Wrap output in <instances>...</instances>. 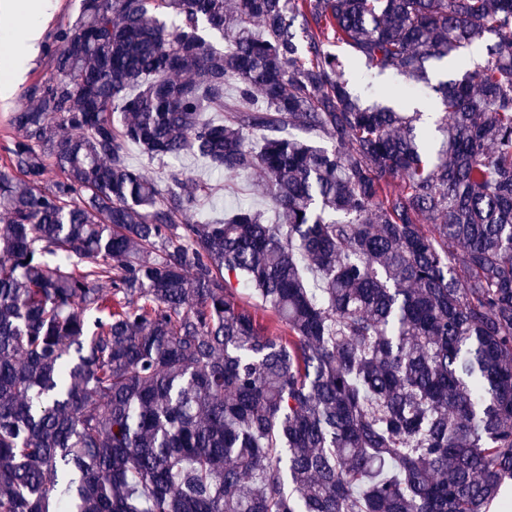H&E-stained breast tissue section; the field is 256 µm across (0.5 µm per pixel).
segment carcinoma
Returning <instances> with one entry per match:
<instances>
[{
    "label": "carcinoma",
    "mask_w": 512,
    "mask_h": 512,
    "mask_svg": "<svg viewBox=\"0 0 512 512\" xmlns=\"http://www.w3.org/2000/svg\"><path fill=\"white\" fill-rule=\"evenodd\" d=\"M53 61L0 170V512H498L512 0H81ZM132 143L259 175L276 222L185 220L213 185ZM346 77L350 79L353 88L363 99H372L377 95H385L400 90L403 96L396 101L405 100L412 103V107L430 113V117H432L430 125L433 127V121L437 114L433 104H428L425 99L423 84L402 75H378L373 69L363 65L346 69ZM241 291V292H240ZM239 297L241 302L246 305H249L255 309H257L258 316L260 317V321L269 328V330L273 333L282 334L283 336L288 334V331L285 330L280 324L277 323L274 315L267 310H263L259 306V301L254 295H250L245 290L239 289Z\"/></svg>",
    "instance_id": "1"
}]
</instances>
